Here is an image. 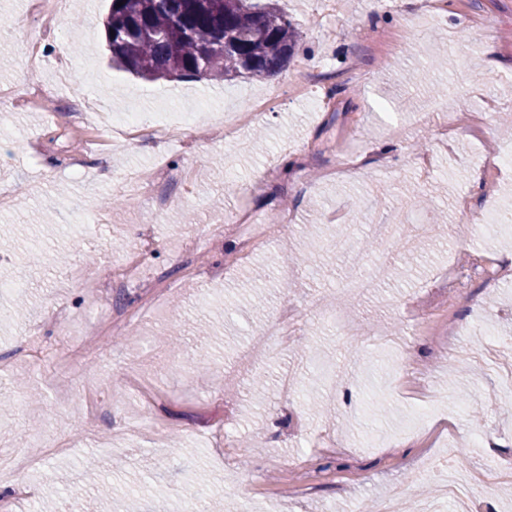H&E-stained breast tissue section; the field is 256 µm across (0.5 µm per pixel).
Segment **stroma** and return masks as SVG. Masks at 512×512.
<instances>
[{"label": "stroma", "instance_id": "35a3bbf8", "mask_svg": "<svg viewBox=\"0 0 512 512\" xmlns=\"http://www.w3.org/2000/svg\"><path fill=\"white\" fill-rule=\"evenodd\" d=\"M335 2L319 18L314 0H279L300 33L281 73L182 82L113 68L103 26L111 0H74L79 32L41 41L22 20L28 0H0L11 22L0 34V86L16 96L0 106V191L10 194L0 252L13 260L0 279L16 283L0 291V395L14 400L0 410V458L19 460L13 482L32 487L0 499V512H36L59 479L58 512H79L103 485L112 512H169L179 499L196 512H359L400 485L412 500L430 497L420 465L442 449L465 452L474 472L512 456V411L486 397L512 357L502 344L512 320L500 317L512 303V229L459 223L454 208L465 194L480 203L469 193L473 167L512 148V0H446L440 15ZM306 58L335 66L334 109L318 95L287 97L235 143L212 136L203 113L302 82ZM354 63L361 77L346 80ZM78 93L116 119L163 121L177 109L201 118L179 140L92 152V130L62 110ZM431 100L454 114L452 142L426 118ZM423 151L434 158L427 177L415 167ZM77 156L80 174L70 165ZM271 163L278 178L260 185ZM161 164L170 169L163 205L121 190L127 168ZM435 184L442 221L405 259L386 244L393 216ZM242 208L265 226L266 242L246 247L231 228L213 235ZM285 211L294 224H279ZM372 239L364 260L389 275L366 296L344 297L347 251ZM134 252L145 255L137 281L110 287L113 267ZM306 252L315 263L299 264ZM452 264L465 274L453 294L441 279ZM419 296L485 357L456 389L431 353L441 334L414 333L406 302ZM287 300L300 316L295 341L242 369L240 351ZM317 300L356 318L359 340L311 314ZM286 375L297 396L281 393ZM45 432L68 451L41 447ZM379 433L393 446H372Z\"/></svg>", "mask_w": 512, "mask_h": 512}]
</instances>
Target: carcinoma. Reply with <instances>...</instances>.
Masks as SVG:
<instances>
[{"mask_svg":"<svg viewBox=\"0 0 512 512\" xmlns=\"http://www.w3.org/2000/svg\"><path fill=\"white\" fill-rule=\"evenodd\" d=\"M104 27L112 63L147 80L274 76L298 37L277 0H112Z\"/></svg>","mask_w":512,"mask_h":512,"instance_id":"obj_1","label":"carcinoma"}]
</instances>
